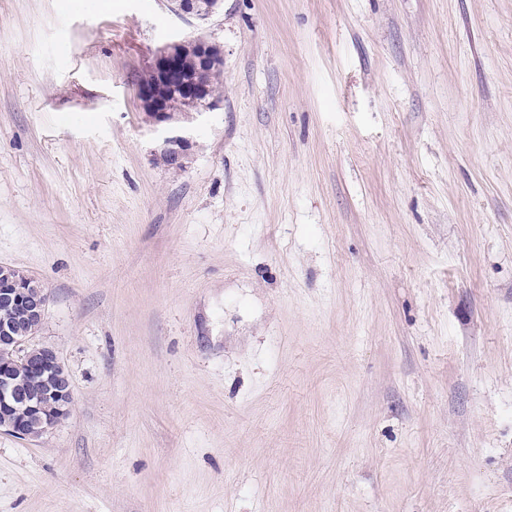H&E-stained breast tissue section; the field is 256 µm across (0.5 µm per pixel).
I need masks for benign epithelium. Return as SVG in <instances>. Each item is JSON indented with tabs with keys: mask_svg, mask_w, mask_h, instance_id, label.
Listing matches in <instances>:
<instances>
[{
	"mask_svg": "<svg viewBox=\"0 0 512 512\" xmlns=\"http://www.w3.org/2000/svg\"><path fill=\"white\" fill-rule=\"evenodd\" d=\"M175 12L198 20L207 19L213 8L203 9L199 0H176ZM197 73L194 81L179 86L189 108L201 114L214 107L205 96L207 74L223 61L219 48L204 40L193 41ZM180 64L173 47L156 57L154 79L139 86V95L149 107L153 123L164 128L159 145L170 166L179 167L193 147L189 129L171 125L173 117L164 108V100L173 93V80ZM0 265V305L16 302L24 305L23 318L30 328L42 325L49 301L47 291L31 278L12 279ZM35 334L20 335L15 323L0 320V431L21 439H35L65 420L72 411L70 376L56 351L34 343Z\"/></svg>",
	"mask_w": 512,
	"mask_h": 512,
	"instance_id": "obj_1",
	"label": "benign epithelium"
}]
</instances>
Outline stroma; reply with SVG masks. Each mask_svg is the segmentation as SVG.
Returning <instances> with one entry per match:
<instances>
[{
  "label": "stroma",
  "mask_w": 512,
  "mask_h": 512,
  "mask_svg": "<svg viewBox=\"0 0 512 512\" xmlns=\"http://www.w3.org/2000/svg\"><path fill=\"white\" fill-rule=\"evenodd\" d=\"M1 264L74 406L0 512H512V0H0ZM192 43L195 52L193 48L186 51L183 47L177 48V52L181 58L183 79L187 81L193 79L188 74L195 71L196 53V77L193 82H186L177 88L186 96V101L189 103L188 109H193L198 114H202L214 107L213 101H207L205 96L207 74L217 63L222 62L223 58L219 48L204 39H196ZM177 45L180 43H174L160 52L154 63V79L139 86V95L149 107L153 123L164 128L159 145L160 151L168 157L170 166L175 168L184 164V158L189 155L193 147L191 131L185 127L169 126L173 117L164 108V100L173 93L175 88L172 85L173 80L180 70L179 60L173 49ZM180 97L181 93H176L168 101L183 106ZM9 266L0 265V306H11L20 302L25 307L23 318L30 328L35 330L42 325L45 311L49 301L47 291L36 281L25 277L24 279H12L4 273Z\"/></svg>",
  "instance_id": "1"
}]
</instances>
